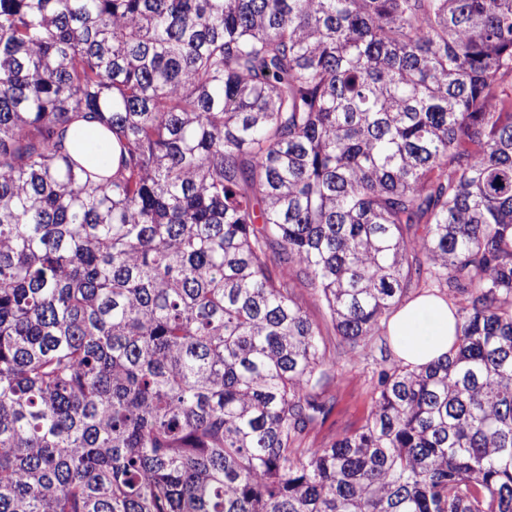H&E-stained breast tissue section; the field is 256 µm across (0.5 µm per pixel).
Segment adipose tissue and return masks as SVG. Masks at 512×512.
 <instances>
[{
  "instance_id": "obj_1",
  "label": "adipose tissue",
  "mask_w": 512,
  "mask_h": 512,
  "mask_svg": "<svg viewBox=\"0 0 512 512\" xmlns=\"http://www.w3.org/2000/svg\"><path fill=\"white\" fill-rule=\"evenodd\" d=\"M68 147L78 159L102 170L118 165L119 146L98 123L74 122ZM455 312L447 299L432 294L416 296L399 306L387 331L401 364L418 370L444 359L457 342Z\"/></svg>"
}]
</instances>
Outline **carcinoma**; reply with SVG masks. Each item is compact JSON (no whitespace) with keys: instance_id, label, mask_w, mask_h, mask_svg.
Listing matches in <instances>:
<instances>
[{"instance_id":"cac0c4a2","label":"carcinoma","mask_w":512,"mask_h":512,"mask_svg":"<svg viewBox=\"0 0 512 512\" xmlns=\"http://www.w3.org/2000/svg\"><path fill=\"white\" fill-rule=\"evenodd\" d=\"M301 288L459 342L303 448ZM0 512H512V0H0ZM68 147L83 162L104 171L117 168L119 146L114 136L109 135L96 122L78 119L68 134Z\"/></svg>"}]
</instances>
